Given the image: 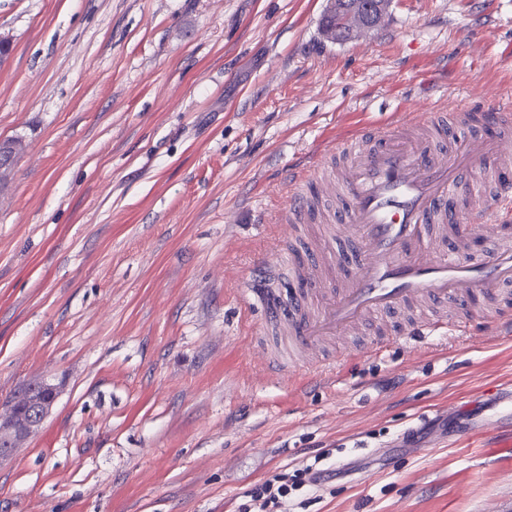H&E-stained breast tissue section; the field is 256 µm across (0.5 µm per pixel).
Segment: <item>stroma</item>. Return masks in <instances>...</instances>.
<instances>
[{
	"mask_svg": "<svg viewBox=\"0 0 512 512\" xmlns=\"http://www.w3.org/2000/svg\"><path fill=\"white\" fill-rule=\"evenodd\" d=\"M0 0V401L61 393L0 463V512H241L271 475L342 476L288 512H512V335L338 338L271 375L254 260L287 247L289 168L451 102L512 103V0ZM342 8L336 16V31L349 34L352 37L371 31L378 27L385 15V8L389 0L381 1L371 10L370 6L360 1Z\"/></svg>",
	"mask_w": 512,
	"mask_h": 512,
	"instance_id": "1",
	"label": "stroma"
}]
</instances>
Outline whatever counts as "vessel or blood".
<instances>
[{
    "mask_svg": "<svg viewBox=\"0 0 512 512\" xmlns=\"http://www.w3.org/2000/svg\"><path fill=\"white\" fill-rule=\"evenodd\" d=\"M285 221L320 223L332 245L281 256L313 289L261 301L279 338L267 367L299 363L336 337L385 323L392 340L475 325L512 327V108L454 105L348 136L288 180ZM494 244L473 250L472 238Z\"/></svg>",
    "mask_w": 512,
    "mask_h": 512,
    "instance_id": "b4317fda",
    "label": "vessel or blood"
}]
</instances>
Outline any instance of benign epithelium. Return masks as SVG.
I'll return each mask as SVG.
<instances>
[{"label": "benign epithelium", "instance_id": "obj_1", "mask_svg": "<svg viewBox=\"0 0 512 512\" xmlns=\"http://www.w3.org/2000/svg\"><path fill=\"white\" fill-rule=\"evenodd\" d=\"M388 0H381L375 8L356 0L351 5L342 8L336 16V31L352 37L371 31L378 27L385 15ZM20 150L18 143L0 140V181L4 180L11 170L15 154ZM42 386L49 396L39 404L31 405L28 397L21 395L16 399V405L7 413L0 414V461L10 457L19 444L35 433L50 415L60 395L59 388L44 382Z\"/></svg>", "mask_w": 512, "mask_h": 512}]
</instances>
